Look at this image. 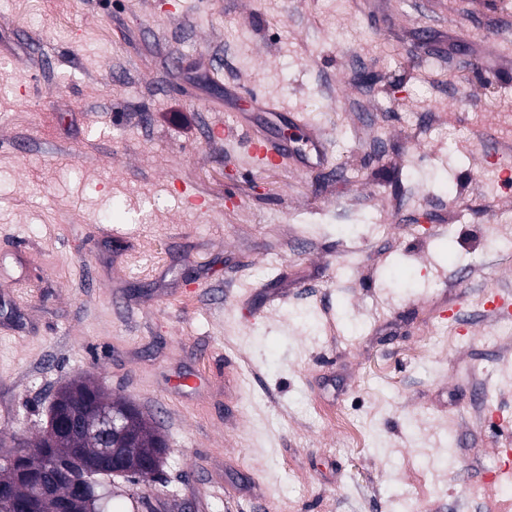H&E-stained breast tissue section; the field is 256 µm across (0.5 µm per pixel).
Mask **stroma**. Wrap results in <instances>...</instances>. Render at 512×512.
<instances>
[{"label":"stroma","mask_w":512,"mask_h":512,"mask_svg":"<svg viewBox=\"0 0 512 512\" xmlns=\"http://www.w3.org/2000/svg\"><path fill=\"white\" fill-rule=\"evenodd\" d=\"M507 31L496 0H0V447L89 375L168 445L111 512H490ZM252 87L248 128L303 110L325 168L249 163Z\"/></svg>","instance_id":"obj_1"}]
</instances>
